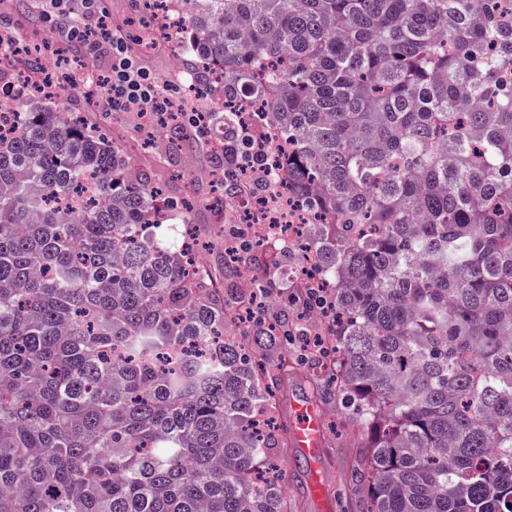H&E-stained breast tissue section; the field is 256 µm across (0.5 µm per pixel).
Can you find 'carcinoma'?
<instances>
[{
  "label": "carcinoma",
  "instance_id": "carcinoma-1",
  "mask_svg": "<svg viewBox=\"0 0 512 512\" xmlns=\"http://www.w3.org/2000/svg\"><path fill=\"white\" fill-rule=\"evenodd\" d=\"M193 0L179 40L221 74L224 197L250 169L230 107L288 139L336 342L318 398L361 425L358 512H512V0ZM0 138V512H288L267 344L191 273L160 209L62 91ZM94 195L60 208L81 192ZM260 242L224 256L229 275ZM294 306L318 312L294 288Z\"/></svg>",
  "mask_w": 512,
  "mask_h": 512
}]
</instances>
